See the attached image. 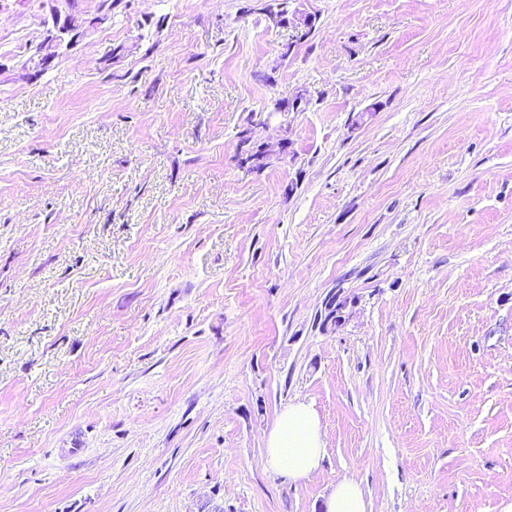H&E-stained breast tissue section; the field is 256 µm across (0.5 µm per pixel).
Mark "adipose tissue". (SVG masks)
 Masks as SVG:
<instances>
[{
    "label": "adipose tissue",
    "mask_w": 512,
    "mask_h": 512,
    "mask_svg": "<svg viewBox=\"0 0 512 512\" xmlns=\"http://www.w3.org/2000/svg\"><path fill=\"white\" fill-rule=\"evenodd\" d=\"M266 454L271 468L291 480L307 478L319 468L324 440L314 409L296 402L285 407L266 439Z\"/></svg>",
    "instance_id": "obj_1"
}]
</instances>
